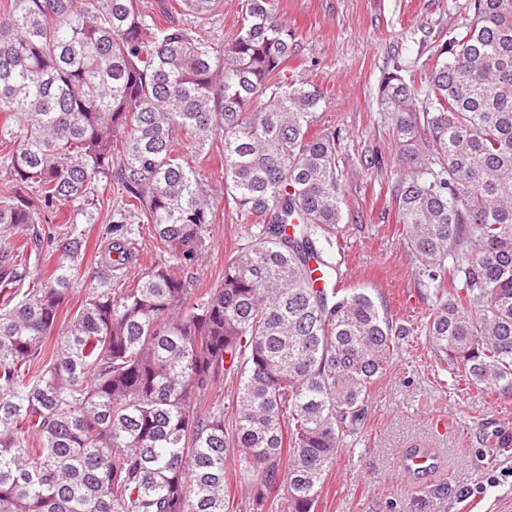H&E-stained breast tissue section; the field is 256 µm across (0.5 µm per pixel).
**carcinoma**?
Returning a JSON list of instances; mask_svg holds the SVG:
<instances>
[{"label": "carcinoma", "mask_w": 512, "mask_h": 512, "mask_svg": "<svg viewBox=\"0 0 512 512\" xmlns=\"http://www.w3.org/2000/svg\"><path fill=\"white\" fill-rule=\"evenodd\" d=\"M221 0H181L158 27L137 0H0V229L84 205L117 177L124 213L102 269L35 373L69 301L84 239L27 268L0 248V512H314L338 449L361 438L393 326L363 292L338 296L316 243L343 220L336 143L310 136L321 93L285 74L293 47L270 0L236 34L205 28ZM461 22L420 81L383 72L406 173L398 222L436 303L424 336L454 381L512 392V0H458ZM224 157V190L257 232L190 301L216 220L180 135ZM168 253L129 288L131 224ZM28 288H22V282ZM238 381L232 429L203 397ZM234 471L226 470L229 452Z\"/></svg>", "instance_id": "1"}]
</instances>
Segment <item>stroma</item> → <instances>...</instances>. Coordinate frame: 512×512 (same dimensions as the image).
Returning <instances> with one entry per match:
<instances>
[{
  "mask_svg": "<svg viewBox=\"0 0 512 512\" xmlns=\"http://www.w3.org/2000/svg\"><path fill=\"white\" fill-rule=\"evenodd\" d=\"M273 20L294 35L288 77L316 86L322 100L312 134L336 136L342 174L343 222L324 246L345 276V288L368 294L399 337L393 363L370 389L366 422L356 445L339 450L327 473L315 512H512V447L497 444L512 434V397L454 385L448 368L420 330L433 301L421 287L417 262L397 221L392 188L405 171L389 113L377 102L382 73L394 63L405 79L418 78L436 41L460 21L455 0H272ZM383 163L367 166L372 154ZM200 177L216 205L209 250L192 271V295L217 287L224 264L245 243L250 225L237 218L224 195V160L214 153L198 161ZM117 180L100 185L93 203L77 213L85 234L80 278L59 313L67 324L85 300V279L101 268L102 233L122 210ZM137 258L117 288L127 287L165 252L149 225L135 226ZM437 449L442 467L426 476L428 488L409 490L400 467L416 445Z\"/></svg>",
  "mask_w": 512,
  "mask_h": 512,
  "instance_id": "stroma-1",
  "label": "stroma"
}]
</instances>
